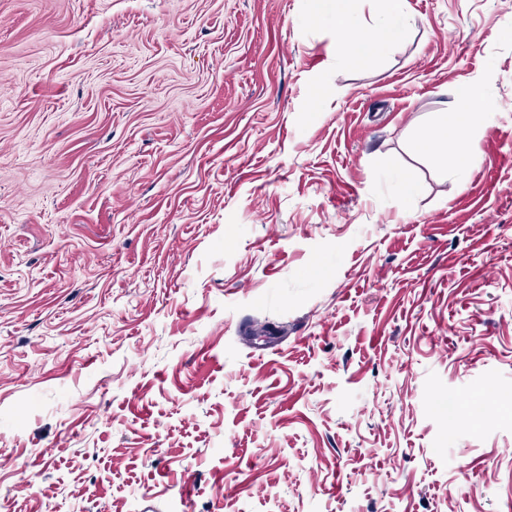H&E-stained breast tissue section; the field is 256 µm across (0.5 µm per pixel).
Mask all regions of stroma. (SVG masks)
Segmentation results:
<instances>
[{
  "instance_id": "obj_1",
  "label": "stroma",
  "mask_w": 512,
  "mask_h": 512,
  "mask_svg": "<svg viewBox=\"0 0 512 512\" xmlns=\"http://www.w3.org/2000/svg\"><path fill=\"white\" fill-rule=\"evenodd\" d=\"M408 11L0 0V512H512V0ZM351 0H319L320 12L331 16L343 53L365 64L377 62L403 35L408 22L407 0H386L385 16L375 23L377 33L364 31L349 11ZM452 97V101L447 102L441 116L444 135L419 140L415 144V149L422 154H447L449 139L455 149V170L464 172L479 161L465 111L481 104L484 101V94L479 85H471L455 88Z\"/></svg>"
}]
</instances>
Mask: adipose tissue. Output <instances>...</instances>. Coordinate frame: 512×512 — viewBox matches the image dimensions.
Wrapping results in <instances>:
<instances>
[{"mask_svg": "<svg viewBox=\"0 0 512 512\" xmlns=\"http://www.w3.org/2000/svg\"><path fill=\"white\" fill-rule=\"evenodd\" d=\"M321 12L331 16L336 26V36L343 53L365 64L377 62L383 54L403 35L408 21L407 0H386L385 16L375 24V32L364 31L349 11V0H319ZM484 100L480 86L471 85L455 88L448 102L441 122L443 136L422 139L415 148L423 154L453 152L455 168L466 171L479 160L466 111L478 106Z\"/></svg>", "mask_w": 512, "mask_h": 512, "instance_id": "adipose-tissue-1", "label": "adipose tissue"}]
</instances>
